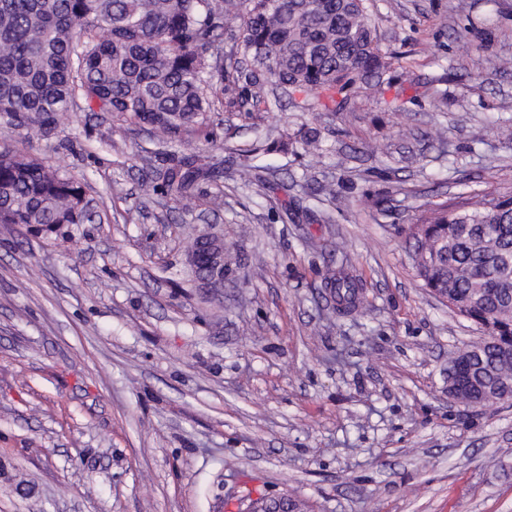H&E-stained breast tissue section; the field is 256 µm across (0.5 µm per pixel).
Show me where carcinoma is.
Here are the masks:
<instances>
[{
    "label": "carcinoma",
    "instance_id": "1",
    "mask_svg": "<svg viewBox=\"0 0 512 512\" xmlns=\"http://www.w3.org/2000/svg\"><path fill=\"white\" fill-rule=\"evenodd\" d=\"M105 28L102 39L97 30ZM401 63L381 53L366 0H0V117L48 136L80 104L119 121L145 124L155 140L205 124L219 94L245 112L271 105L266 85L316 94L311 109L341 112L346 92L361 94ZM214 168L201 150L153 171L181 200ZM92 217L84 183L42 159L0 151V224H40L61 232ZM427 259L415 260L422 285L475 324L502 322L493 343L465 350L467 405L484 406L492 385L512 384V186L443 202L411 227ZM448 256L432 258L435 244ZM324 288L336 313L351 315L361 281L340 272Z\"/></svg>",
    "mask_w": 512,
    "mask_h": 512
}]
</instances>
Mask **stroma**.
<instances>
[{
    "instance_id": "35a3bbf8",
    "label": "stroma",
    "mask_w": 512,
    "mask_h": 512,
    "mask_svg": "<svg viewBox=\"0 0 512 512\" xmlns=\"http://www.w3.org/2000/svg\"><path fill=\"white\" fill-rule=\"evenodd\" d=\"M367 0L392 87L315 112V95L220 107L150 153L152 133L87 106L47 137L0 118V149L85 183L99 221L0 224V512H512V403L448 396L483 331L417 276L422 209L512 178V0ZM446 131L445 143L430 137ZM315 129L319 146L273 148ZM268 189L236 171L247 152ZM208 148L217 177L177 202L152 167ZM343 186L339 199L315 192ZM224 192L212 210L208 197ZM224 236L220 288L186 273L188 234ZM364 288L341 317L324 288Z\"/></svg>"
}]
</instances>
